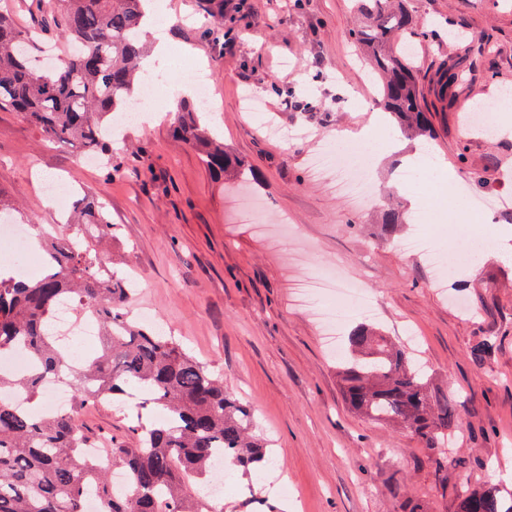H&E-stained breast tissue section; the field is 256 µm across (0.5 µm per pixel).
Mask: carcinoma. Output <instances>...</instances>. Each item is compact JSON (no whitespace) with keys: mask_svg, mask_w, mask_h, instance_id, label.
<instances>
[{"mask_svg":"<svg viewBox=\"0 0 512 512\" xmlns=\"http://www.w3.org/2000/svg\"><path fill=\"white\" fill-rule=\"evenodd\" d=\"M145 2L59 0L56 35L71 51L52 67L32 57L35 33L17 26L11 10L0 6V106L19 112L52 146L69 144L112 160L113 117L140 95L144 82ZM199 4L214 18L201 36L213 42L232 37L224 0ZM354 8L366 23L349 36L370 57L394 129L431 147L437 130L414 49L428 29L409 0H355ZM460 76L459 62L442 63L437 96ZM173 132L195 149L208 171L254 183L195 103L183 101ZM26 223L39 237L47 263L34 279L0 278V356L23 346L36 362V370L24 375L0 371V512H85L89 495L103 512H224V504L205 493L217 456L241 472L250 500L260 499L252 474L270 460L271 441L256 433L252 408L173 337L125 316L134 289L101 259L116 229L105 203L90 192L75 194L66 237L54 224L33 217ZM65 301L78 315L91 314L101 332L99 346L77 366L71 364V347L61 346L52 332L54 312ZM495 346L490 338L482 340L470 351L472 361L482 364ZM336 369L351 410L374 422L404 425L418 437L425 457L441 465L457 427L458 400L429 392L425 372L409 353L361 323L349 332ZM46 377L70 385L82 405L110 401L121 407L130 390L140 392L135 447L112 448V466L128 476L125 492H114L110 471L84 454L89 440L71 412L37 413L34 403ZM13 389L25 392L26 408L6 396ZM456 512H512V497L493 486L463 485Z\"/></svg>","mask_w":512,"mask_h":512,"instance_id":"1","label":"carcinoma"}]
</instances>
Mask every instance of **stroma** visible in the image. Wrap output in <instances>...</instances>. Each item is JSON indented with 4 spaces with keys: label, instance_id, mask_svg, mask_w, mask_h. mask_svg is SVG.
<instances>
[{
    "label": "stroma",
    "instance_id": "1",
    "mask_svg": "<svg viewBox=\"0 0 512 512\" xmlns=\"http://www.w3.org/2000/svg\"><path fill=\"white\" fill-rule=\"evenodd\" d=\"M163 4L168 75L180 79L188 61L211 67L218 104L211 123L250 166L252 187L225 188L173 136L179 100L161 90L153 106L160 119L128 128L112 149L110 171L83 163L75 149L47 147L38 128L1 106L0 189L18 195L23 211L42 224L65 221L63 207L44 192L49 179L106 203L119 228L112 269L141 283L130 312L151 311L254 408L258 432L272 441L270 470L282 481L263 483L264 512H407L413 504L455 512L464 482L512 494V238L500 240L499 254L479 255L437 287L429 263L397 249L415 224L382 236L385 207L407 216L432 196L436 207L424 229L448 245L452 204L435 176L397 185L398 169L421 152L419 141L396 136L392 148L372 158L370 180L390 192L381 206L355 203L311 172L314 152L355 138L380 107L377 78L348 37L352 0H250V11L237 16L240 38L232 46L201 39L207 16L196 0ZM412 5L423 21L451 18L468 33L464 40L444 34L417 42L421 85L435 111L433 156L463 185L465 203L512 192V129L467 137L460 124L467 106L512 89V0ZM472 36L488 38L490 54L452 88L451 101L439 100L436 70L464 58ZM250 94L261 114L248 112ZM266 120L293 137L267 134ZM475 173L482 184L472 183ZM247 211L286 216L297 239L274 246L244 219ZM306 266L337 268L364 288L378 308L377 326L396 341L415 337L413 354L426 366L430 391L463 396L458 440L442 466L426 460L406 428L372 423L345 404L323 330L296 301L295 281ZM489 335L497 348L474 365L470 350ZM75 418L97 447L135 440L133 421L118 408L87 405Z\"/></svg>",
    "mask_w": 512,
    "mask_h": 512
}]
</instances>
